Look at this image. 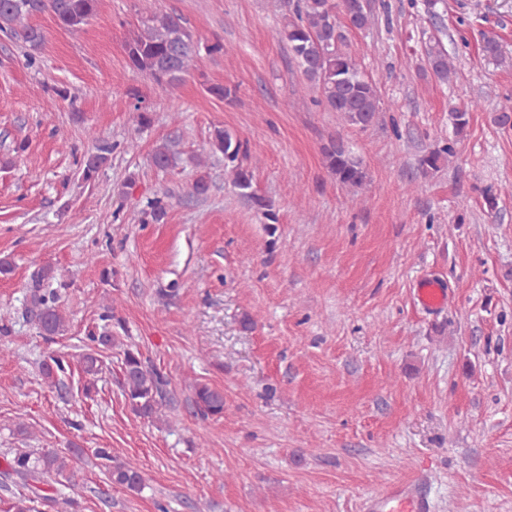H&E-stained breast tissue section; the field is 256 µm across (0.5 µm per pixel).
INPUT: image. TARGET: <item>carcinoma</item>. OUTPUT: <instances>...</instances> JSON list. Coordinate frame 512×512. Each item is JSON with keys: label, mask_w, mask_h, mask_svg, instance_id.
Instances as JSON below:
<instances>
[{"label": "carcinoma", "mask_w": 512, "mask_h": 512, "mask_svg": "<svg viewBox=\"0 0 512 512\" xmlns=\"http://www.w3.org/2000/svg\"><path fill=\"white\" fill-rule=\"evenodd\" d=\"M276 3L286 19L281 40L307 79L318 89L320 103L339 113L352 126L365 129L373 124L380 112L376 85L360 71L354 55L343 49L344 36L339 22L342 14L350 19L351 27L355 29L373 26L376 18L369 0H276ZM96 5L97 0H0V33L21 39L27 47V63L33 65L45 36L39 28L28 23L30 18L49 12L60 26L78 31L93 15ZM125 51L135 73L175 87L195 66L198 44L180 15L155 13L141 19L127 40ZM425 54L433 76L442 83L448 82L454 67L448 62V54L439 40L428 38ZM476 107L475 103L465 104L450 113L455 139L421 160L424 171H435L444 156H454L456 144L469 127L470 114ZM130 112L135 131L150 123L148 110L142 101L133 103ZM212 148L224 155V169L230 173L240 197L266 220L276 222L270 201L254 193L252 174L240 165L244 142L227 130L217 129ZM324 157L329 172L338 183L349 188L364 184L366 172L362 160L342 138L333 139L324 147ZM107 160L108 157L102 153L88 155L83 163V178H94ZM181 161V153L167 142L158 145L151 155L153 166L160 170L175 168ZM166 215L163 199L156 197L150 201V211L145 213L142 222L160 223ZM54 282H60L58 271L51 265H45L32 272L28 284V312L38 333L46 340L62 335L66 329L58 289L51 287ZM88 341L87 351L80 355L78 364L82 373L94 381L102 372L99 352L114 345L115 337L106 331L99 334L91 331ZM69 371L71 362L64 355L50 354L39 366L42 379L55 388L64 385L63 377ZM167 384L166 377L156 367L147 364L139 351L124 350L121 385L136 416L151 420L161 416ZM194 404L204 417L221 416L224 414V392L201 384L195 388ZM94 456L113 485L136 493L144 489L145 478L137 463L112 455L108 448L95 449ZM3 461L5 475L23 479L32 494L52 502L57 512H70L76 506L77 500L73 497L48 496L39 493L38 488L44 477L51 474L62 476L70 471L72 457L57 451L30 450L5 455Z\"/></svg>", "instance_id": "obj_1"}]
</instances>
